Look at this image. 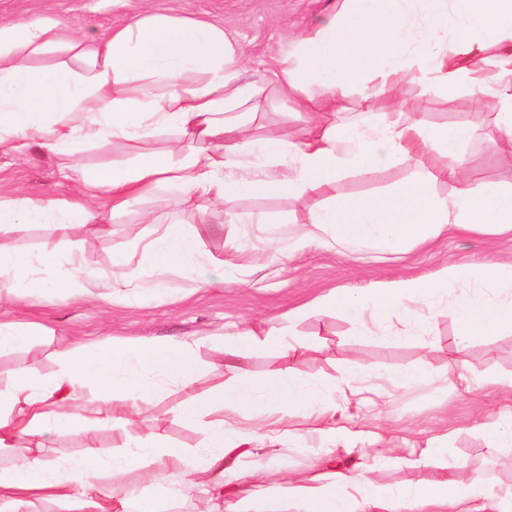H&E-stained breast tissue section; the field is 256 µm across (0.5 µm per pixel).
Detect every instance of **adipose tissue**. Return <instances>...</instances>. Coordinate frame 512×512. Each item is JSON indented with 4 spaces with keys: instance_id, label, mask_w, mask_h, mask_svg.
Instances as JSON below:
<instances>
[{
    "instance_id": "ef3b65f1",
    "label": "adipose tissue",
    "mask_w": 512,
    "mask_h": 512,
    "mask_svg": "<svg viewBox=\"0 0 512 512\" xmlns=\"http://www.w3.org/2000/svg\"><path fill=\"white\" fill-rule=\"evenodd\" d=\"M420 4L428 36L415 34L409 14ZM461 24L449 29L448 16ZM456 40L459 51L448 48ZM65 45L70 62L38 68L35 57ZM495 51L496 73L480 70L483 55ZM244 57L223 28L178 17L147 14L113 27L102 41L90 45L75 35L62 40L61 24L52 18L34 23L0 22V145L18 156L37 142L52 152L68 150L101 135L137 140L147 130L172 126L197 144L180 159L145 153L130 166L80 172L87 192L83 202L56 203L13 193L0 194V227L18 223L56 224L66 230L96 220L92 201L103 198L112 210L126 209L160 187L188 197L227 202L248 194L268 197L329 192L325 204L308 211L298 247L320 242L336 245L372 244L399 249L437 236L446 227L462 231L512 230V179L494 181L472 191L458 155L467 128L429 125L397 111L399 75L422 82L433 94L465 91L477 103L495 110L494 129L512 143V0H344L342 11L328 17L315 34L303 35L297 59H284L274 75L281 93L293 97L309 116L305 138L297 143L268 134L247 136L233 117L235 108L257 95L243 82ZM362 84L359 107L366 117L351 125L323 123L325 113L341 108L350 88ZM318 85L312 95L309 85ZM390 109L375 112L374 99ZM448 164L426 165L434 150ZM403 159L423 168V176L385 194L357 198L335 196L345 172ZM271 168L250 176L255 161ZM452 184L451 197H438L435 182ZM198 236L183 225H168L144 247L162 287L174 270L199 259ZM56 264L51 251L32 256L0 243V300H24L54 293L74 299L83 284H104L107 304L130 302L142 287L124 275L123 255L112 258L113 274L88 271L72 257L69 275L50 281ZM478 278L501 286V264L486 261L440 269L432 279L407 278L323 296L318 309L343 312L361 325L404 316L409 304L435 296L449 281ZM458 349L477 335L512 330V303L467 296L453 309ZM262 344L281 356L296 350L277 329L259 338L243 332L226 337L224 364L236 369L246 348ZM58 370L49 378L18 370L11 384L0 388V451L27 439L30 453L20 463L0 469V512H18L28 499L42 497L63 503L67 512H130L132 492L144 469L161 465L154 488L170 499L183 484L199 477L215 496L228 483L244 512H351L361 496L375 512H395L409 503L432 512L456 505L459 512H481L488 483L474 472L449 471L439 481L395 493L363 487L342 472L328 468L309 480L288 484L284 496L265 495L261 474H236L238 449L265 438L270 427L303 416L328 443L352 437L337 425L341 408L335 387L312 386L284 370L263 378L241 374L236 384L190 397L178 410L183 422L196 426L204 438L197 455L172 445L165 435L135 434L131 424L150 409L160 391L171 384L192 388L209 371L187 342L143 340L133 343L66 345L57 353ZM92 389L98 404L95 419L75 410L74 402ZM125 428L124 451L110 458L97 455L101 428ZM78 434L87 453L59 460L52 452L62 433Z\"/></svg>"
}]
</instances>
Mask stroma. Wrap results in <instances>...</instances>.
Returning a JSON list of instances; mask_svg holds the SVG:
<instances>
[{"label": "stroma", "instance_id": "stroma-1", "mask_svg": "<svg viewBox=\"0 0 512 512\" xmlns=\"http://www.w3.org/2000/svg\"><path fill=\"white\" fill-rule=\"evenodd\" d=\"M341 5L342 0H0V21L59 19L74 24L91 44L105 37L114 24L146 12L215 24L243 51L242 81L261 88L253 101L249 135L257 138L272 131L285 140L297 141L308 129L307 118L280 95L272 77L282 60L294 53L298 35L315 31L320 19ZM400 101L402 111L426 123L469 129L462 152L469 160L472 188L504 179L503 159L512 153V144L498 136L485 108L463 94L445 101L426 93L422 84L411 78L401 84ZM190 147V139L178 128L159 127L137 143L104 136L64 154L36 144L18 158L0 148V187L68 202L80 197L82 187L77 181L63 179L61 168L128 166L142 151L184 152ZM418 174L411 163L396 160L343 174L337 191L348 197L386 193ZM319 202L316 196L246 195L231 202L212 200L201 210L195 200H180L172 191L160 189L115 215L103 232L91 227L64 232L50 224L0 229V240L22 252H55L57 264L48 271V279L68 273L71 254H79L87 270L99 272L110 269L113 255L123 252L129 257L127 274L145 285L131 303L112 307L86 296L67 302L48 295L0 303V322L32 324L43 333L30 348L0 354V388L23 367L44 377L53 375L58 369L56 352L66 341L93 344L154 337L198 342L200 360L212 366L194 387L195 393L203 395L234 380L218 351L226 334L248 328L262 337L271 328H281L306 342V349L290 360L266 349H254L245 360L251 375L261 378L290 367L316 385L345 378L364 388L371 403L349 405L343 425L356 429L363 418L380 417L384 441L355 437L337 445L335 453L344 469L360 482L401 491L463 465L483 473L493 489L484 512H503L512 502V459H500L487 447L478 408L483 405L500 417L511 416L512 394L485 388L472 396L448 381V365L457 355L456 327L450 312L463 295L479 289V282L449 283L431 298L423 314L394 318L366 329L347 314L318 311L314 305L333 290L363 288L385 280L429 279L445 265L477 264L486 259L512 263V232L465 236L451 229L399 253L371 247L328 249L314 243L289 256L306 212ZM175 222L200 232L199 249L205 261L169 274L166 293L159 297L152 288L143 246ZM211 256L224 260V268L209 265ZM216 275L223 276V287H200V280ZM301 309L305 317L289 321V313ZM467 358L468 375L474 382L512 379V331L474 338ZM422 368L430 373L428 381L403 384L405 374ZM185 397V390L167 386L149 411L136 420L134 432H160L171 444L191 453L198 451L202 435L176 416ZM288 427L292 437L284 438L273 453L256 451L240 460L244 472L255 467L274 470V477L263 484L273 495L287 493L289 474L297 471L306 476L323 470L325 442L310 433L303 418L289 419ZM438 440L445 443L446 453L434 456L425 467L408 466L412 453ZM235 506V498H213L207 487L199 484L183 489L165 508L167 512H233Z\"/></svg>", "mask_w": 512, "mask_h": 512}]
</instances>
